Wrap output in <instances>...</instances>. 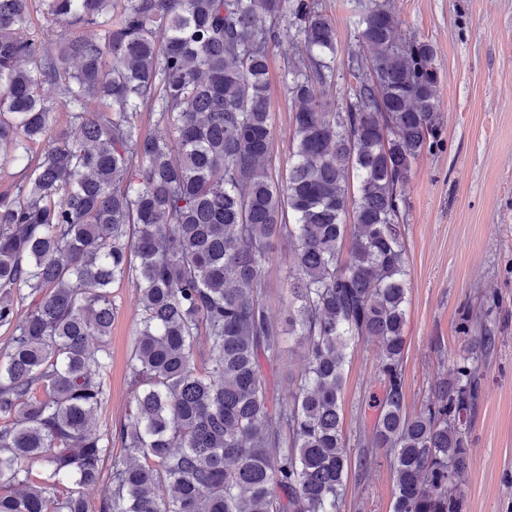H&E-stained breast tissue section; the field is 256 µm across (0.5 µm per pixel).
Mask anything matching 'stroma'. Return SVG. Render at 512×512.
Masks as SVG:
<instances>
[{"label": "stroma", "instance_id": "1", "mask_svg": "<svg viewBox=\"0 0 512 512\" xmlns=\"http://www.w3.org/2000/svg\"><path fill=\"white\" fill-rule=\"evenodd\" d=\"M338 35L335 109H346L345 62L356 46L353 0H317ZM398 39L437 47V93L443 144L415 164L402 190L409 304L403 362L405 403L414 410L449 374L469 344L461 330L467 308L496 336L479 381L468 436L471 452L463 512H512V0H392ZM292 33L269 57L270 144L286 169L293 133L283 81ZM291 250L279 240L264 270L272 318L287 314ZM136 290L114 285L111 398L102 417L119 424L130 409L126 360L138 320ZM375 345H355L342 394L343 433L351 457L362 451L358 417L372 390ZM392 475L384 451L368 469L351 467L340 512H391Z\"/></svg>", "mask_w": 512, "mask_h": 512}]
</instances>
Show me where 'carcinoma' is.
I'll use <instances>...</instances> for the list:
<instances>
[{
  "mask_svg": "<svg viewBox=\"0 0 512 512\" xmlns=\"http://www.w3.org/2000/svg\"><path fill=\"white\" fill-rule=\"evenodd\" d=\"M35 2L61 26L53 42ZM354 17V83L329 112L338 38L316 0H0V164L19 168L0 191V512H338L348 350L371 341L361 442L389 456L392 512H461L448 488L470 465L495 338H474L412 412L402 370L401 187L441 141L436 48L396 38L390 0H356ZM290 28L278 174L268 58ZM145 112L168 137L143 130ZM279 239L293 248L284 326L262 301ZM124 281L140 312L131 409L101 432ZM287 337L305 364L274 398ZM103 480L95 509L83 489Z\"/></svg>",
  "mask_w": 512,
  "mask_h": 512,
  "instance_id": "1",
  "label": "carcinoma"
}]
</instances>
